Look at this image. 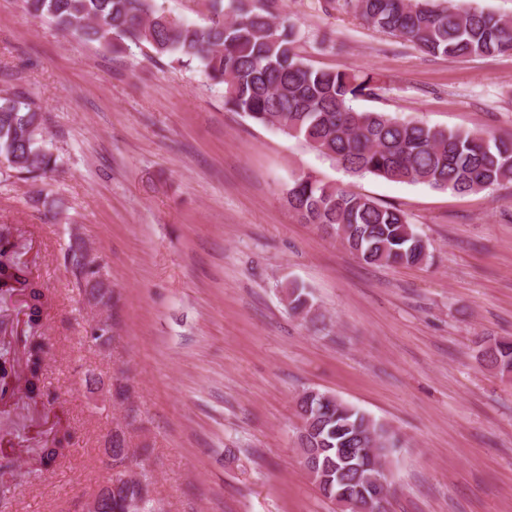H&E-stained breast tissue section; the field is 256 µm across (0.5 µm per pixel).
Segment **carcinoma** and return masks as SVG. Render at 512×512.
<instances>
[{"label":"carcinoma","mask_w":512,"mask_h":512,"mask_svg":"<svg viewBox=\"0 0 512 512\" xmlns=\"http://www.w3.org/2000/svg\"><path fill=\"white\" fill-rule=\"evenodd\" d=\"M25 9L50 19L62 33L111 46L130 43L179 66L197 62L207 78L224 86L232 110L266 127L302 140L353 176L426 184L467 194L512 184V138L466 130L437 129L418 120L364 111L353 102L376 88L370 74L316 69L297 51L299 30L287 13L274 14L264 0H208L204 24L187 22L159 0H22ZM368 25L412 43L421 52L449 60L487 58L512 52V19L457 0H353ZM0 164L30 179L47 178L58 157L44 145L43 116L22 92L0 97ZM289 208L370 265L414 266L428 257V243L395 205L311 174L296 176L286 190ZM0 235V286L27 293L28 323L42 320L47 296L27 266L12 257ZM67 258L79 280L87 263L75 246ZM288 309L305 318L317 308L305 288L286 292ZM27 390L37 396L44 348L29 346ZM479 359L503 376L512 374V340L490 339ZM306 424L301 444L318 454L313 484L339 512H354L355 498L336 494V470L345 486L378 474L373 461L392 453L397 434L359 408L326 393L308 390L297 401ZM68 438L54 435L39 449L48 471L64 456ZM112 512H157L148 487L118 478Z\"/></svg>","instance_id":"obj_1"}]
</instances>
